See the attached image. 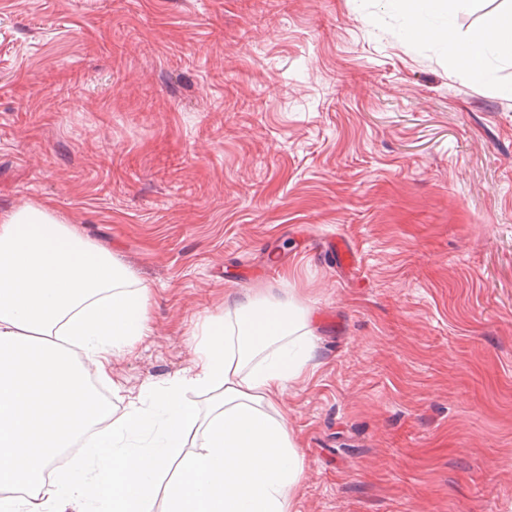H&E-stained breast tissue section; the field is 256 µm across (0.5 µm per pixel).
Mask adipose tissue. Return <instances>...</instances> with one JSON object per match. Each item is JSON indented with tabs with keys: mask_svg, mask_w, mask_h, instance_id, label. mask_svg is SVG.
<instances>
[{
	"mask_svg": "<svg viewBox=\"0 0 512 512\" xmlns=\"http://www.w3.org/2000/svg\"><path fill=\"white\" fill-rule=\"evenodd\" d=\"M394 2L408 33L452 43L474 76L488 56L512 60V12L457 42L454 0ZM150 295L50 207L0 215V512H152L158 498L161 512H291L303 461L266 408L312 355L303 312L237 301L152 411L118 417L96 386L111 382L113 352L148 334ZM188 386L219 388L206 422ZM197 425L202 443L184 450Z\"/></svg>",
	"mask_w": 512,
	"mask_h": 512,
	"instance_id": "adipose-tissue-1",
	"label": "adipose tissue"
}]
</instances>
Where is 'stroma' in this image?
<instances>
[{"instance_id": "1", "label": "stroma", "mask_w": 512, "mask_h": 512, "mask_svg": "<svg viewBox=\"0 0 512 512\" xmlns=\"http://www.w3.org/2000/svg\"><path fill=\"white\" fill-rule=\"evenodd\" d=\"M509 9L463 0L457 40ZM510 87L393 0H0V213L49 205L151 288L115 414L227 303L289 302L293 512H512Z\"/></svg>"}]
</instances>
